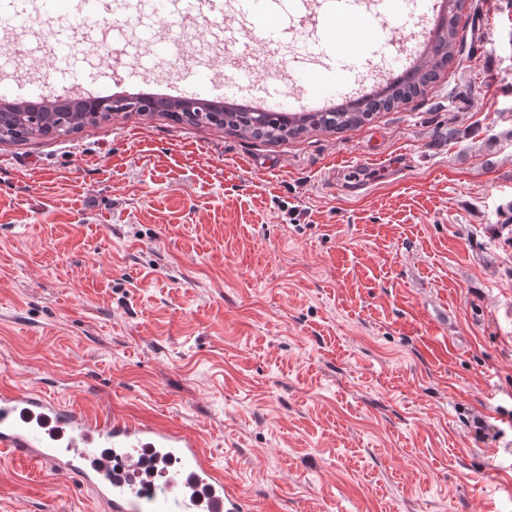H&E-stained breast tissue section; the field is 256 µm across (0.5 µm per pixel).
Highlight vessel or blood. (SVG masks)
Masks as SVG:
<instances>
[{
    "label": "vessel or blood",
    "instance_id": "vessel-or-blood-1",
    "mask_svg": "<svg viewBox=\"0 0 512 512\" xmlns=\"http://www.w3.org/2000/svg\"><path fill=\"white\" fill-rule=\"evenodd\" d=\"M233 12L248 31L232 37L236 56L259 44L287 41L288 19L319 26L317 40L327 52L326 66L299 63L291 75L312 103L327 99L337 84L367 64L371 50L397 56L386 24L400 18V0H79L76 11L54 27L46 48L72 54L79 34L92 31L98 18L124 15L113 32L122 35L135 23L151 35L159 14L223 22ZM38 15L33 0H0V20L27 21ZM193 434L109 412L89 413L36 389L0 387V451L77 478L110 512H246L245 499L207 462Z\"/></svg>",
    "mask_w": 512,
    "mask_h": 512
}]
</instances>
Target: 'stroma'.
I'll return each instance as SVG.
<instances>
[{
  "label": "stroma",
  "instance_id": "obj_1",
  "mask_svg": "<svg viewBox=\"0 0 512 512\" xmlns=\"http://www.w3.org/2000/svg\"><path fill=\"white\" fill-rule=\"evenodd\" d=\"M461 25L424 96L339 133L0 143V386L197 434L249 512H512V0ZM96 26L37 95L113 93ZM0 512L103 510L0 454Z\"/></svg>",
  "mask_w": 512,
  "mask_h": 512
}]
</instances>
